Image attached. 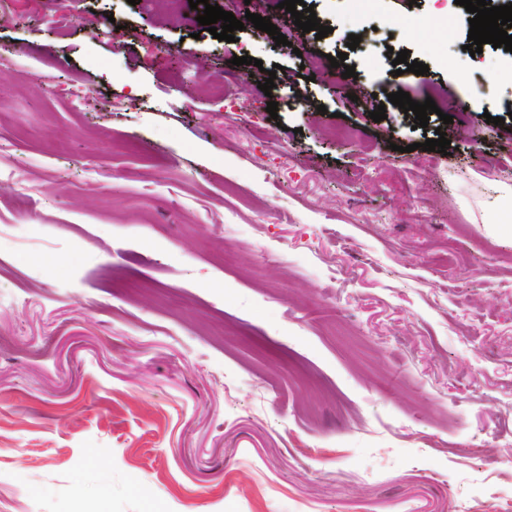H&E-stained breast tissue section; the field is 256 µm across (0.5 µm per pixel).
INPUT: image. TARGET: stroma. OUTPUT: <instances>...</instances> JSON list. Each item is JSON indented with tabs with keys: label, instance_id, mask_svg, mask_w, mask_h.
Here are the masks:
<instances>
[{
	"label": "stroma",
	"instance_id": "1",
	"mask_svg": "<svg viewBox=\"0 0 512 512\" xmlns=\"http://www.w3.org/2000/svg\"><path fill=\"white\" fill-rule=\"evenodd\" d=\"M208 2L287 45L0 0V512H512V52L453 0Z\"/></svg>",
	"mask_w": 512,
	"mask_h": 512
}]
</instances>
